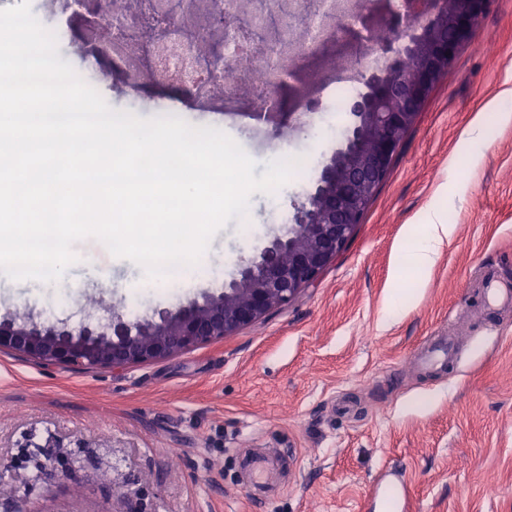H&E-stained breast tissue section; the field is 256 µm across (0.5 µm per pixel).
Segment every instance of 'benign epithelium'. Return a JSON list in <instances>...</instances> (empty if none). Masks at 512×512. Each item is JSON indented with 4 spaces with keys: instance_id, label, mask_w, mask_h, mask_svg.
Returning a JSON list of instances; mask_svg holds the SVG:
<instances>
[{
    "instance_id": "obj_1",
    "label": "benign epithelium",
    "mask_w": 512,
    "mask_h": 512,
    "mask_svg": "<svg viewBox=\"0 0 512 512\" xmlns=\"http://www.w3.org/2000/svg\"><path fill=\"white\" fill-rule=\"evenodd\" d=\"M493 0H398L366 27L404 28L403 41L381 49L365 38L352 52L376 53L380 64L351 105L355 122L345 148L324 165L317 186L283 236L242 261L224 291L136 325L116 317L107 330L75 333L31 320H0V351L42 364L123 370L168 358L250 327L295 300L352 239L376 190L389 175L404 135L461 47L475 36ZM224 52L239 42V21L224 20ZM413 58L415 67L405 65Z\"/></svg>"
}]
</instances>
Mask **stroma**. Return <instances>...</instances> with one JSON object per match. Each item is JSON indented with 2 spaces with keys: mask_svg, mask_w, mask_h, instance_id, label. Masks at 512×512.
Masks as SVG:
<instances>
[{
  "mask_svg": "<svg viewBox=\"0 0 512 512\" xmlns=\"http://www.w3.org/2000/svg\"><path fill=\"white\" fill-rule=\"evenodd\" d=\"M96 86L115 110L162 107L194 126L217 125L266 170L264 141L286 138L298 164L277 199L252 194L249 222L231 219L205 254L212 273L174 290L141 287L135 263L96 239L58 287L0 277V313L71 330L143 319L220 293L242 258L277 235L313 191L339 133L288 126L264 139L253 122L194 112L177 88L129 83L90 45ZM480 122L484 140L469 143ZM440 208L455 232L417 277L403 262L422 215ZM97 265V280L87 277ZM512 283V0H494L405 135L349 245L316 283L270 318L180 355L120 371L45 365L0 352V512H126L134 474L154 512H387L368 490L401 473L412 512H512V311L490 309L485 269ZM454 336L449 370L415 357ZM79 452L76 477L15 470L21 449ZM265 473L249 484L247 466ZM495 491H488V482Z\"/></svg>",
  "mask_w": 512,
  "mask_h": 512,
  "instance_id": "obj_1",
  "label": "stroma"
}]
</instances>
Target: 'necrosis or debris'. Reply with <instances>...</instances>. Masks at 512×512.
<instances>
[{"mask_svg": "<svg viewBox=\"0 0 512 512\" xmlns=\"http://www.w3.org/2000/svg\"><path fill=\"white\" fill-rule=\"evenodd\" d=\"M87 0H30L33 15L44 24L56 27L58 54L67 57L75 41L66 20L77 16ZM221 6L225 15L244 16L258 37L259 46L245 56H224L203 52L197 33L221 39L209 17L213 6ZM361 0H325V6L311 23H302L307 11L305 0H283L277 20L255 8H245L244 0H184V12L169 20L160 37L139 33L123 35L113 23V4L103 0L97 13L96 33L99 46L132 82L178 87L185 90L197 111L238 114L249 111L255 101L279 108L277 88L294 84L300 75L298 62L320 47L336 45L363 25ZM376 55L348 59L345 66L331 71L327 83L331 97H324L322 86H309L315 97V121L320 128H334L346 102L359 90L363 69L376 65ZM237 65L239 77L233 92L224 90V70Z\"/></svg>", "mask_w": 512, "mask_h": 512, "instance_id": "necrosis-or-debris-1", "label": "necrosis or debris"}]
</instances>
